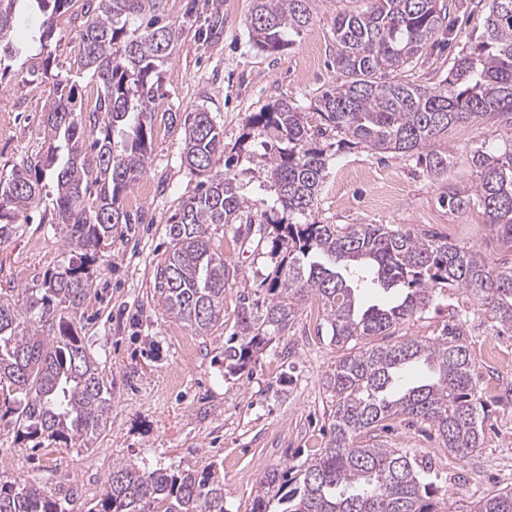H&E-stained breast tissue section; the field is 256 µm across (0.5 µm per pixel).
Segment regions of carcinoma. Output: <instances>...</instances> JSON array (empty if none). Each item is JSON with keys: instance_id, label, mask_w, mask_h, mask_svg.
I'll list each match as a JSON object with an SVG mask.
<instances>
[{"instance_id": "obj_1", "label": "carcinoma", "mask_w": 512, "mask_h": 512, "mask_svg": "<svg viewBox=\"0 0 512 512\" xmlns=\"http://www.w3.org/2000/svg\"><path fill=\"white\" fill-rule=\"evenodd\" d=\"M0 0V84L19 54L11 39L17 3ZM44 16L41 49L57 19L75 0H30ZM315 0H255L249 40L266 54L284 51L314 19ZM456 0H371L364 10L334 17L336 85L319 92L306 113L286 99L249 115L231 150L259 154L257 198L243 193L224 161V129L200 108L184 122L182 163L203 177L199 192L170 218L171 250L155 281L165 312L205 336L224 318V291L232 273L212 251L211 224L258 235L276 265L262 280L264 297H238L236 326L224 344V367L242 372L270 342L288 331L295 306L321 302L330 341L338 347L366 340L331 365L330 435L298 465L265 470L251 512H446L445 497L409 452L358 439L390 418L426 424L442 447L466 457L480 447L470 355L461 338L370 342L390 336L422 312L439 288L460 289L481 302L501 326L512 328V268L484 255L389 224H319L318 204L331 150L361 148L403 153L428 172H448L440 141L451 127L494 118L512 127V0H471L481 31L448 62L444 85L403 82L397 75L450 30ZM181 37L166 20L165 0H86L81 65L99 90L83 117L70 80L52 53L32 64L21 82L50 86L45 104L48 146L39 159L0 177V246L41 200L46 171L56 178L52 214L79 258L44 272L19 299L0 296V388L16 415L18 440L66 447L84 445L103 426L111 406L96 360L73 330L93 281L89 263L130 223L123 199L145 171L157 107L153 88ZM470 160L478 182L448 189V209L481 210L502 245L512 249V144L475 146ZM377 286L391 300L360 305V291ZM422 365L427 378L411 380ZM0 512H224V474L215 464L199 470L116 463L101 497L89 508L74 495L36 485L0 482ZM473 512H512V488L498 490Z\"/></svg>"}]
</instances>
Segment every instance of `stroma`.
Here are the masks:
<instances>
[{"instance_id":"obj_1","label":"stroma","mask_w":512,"mask_h":512,"mask_svg":"<svg viewBox=\"0 0 512 512\" xmlns=\"http://www.w3.org/2000/svg\"><path fill=\"white\" fill-rule=\"evenodd\" d=\"M367 0H317L310 26L283 52H258L248 39L254 0H224L223 24L211 34V0H166V14L182 29L172 60L163 67L157 109L179 121L156 120L141 183L151 193L102 245L91 265L93 288L75 327L85 337L98 371L111 392L104 428L87 449L60 445L21 447L12 415L0 411V480L39 484L74 493L78 502L99 499L114 463L146 467L200 468L215 463L224 473L226 512H250L260 474L281 462H303L323 447L332 407L325 377L339 355L327 334L321 304L299 306L285 336L258 356L249 371L224 370V342L235 329L237 297L259 289L274 266L266 246L235 236L231 227H208L210 243L236 277L224 293V319L208 335L167 315L154 288V274L170 250L168 219L194 196L199 177L181 163L183 125L196 108L211 112L233 145L253 112L279 98L308 108L313 96L334 85L337 12ZM75 13L57 23L50 49L76 85L83 107H91L97 82L80 69ZM47 87L11 84L0 88V176H10L26 159L42 155L43 105ZM512 142V129L493 122L453 127L443 144L451 156L448 180L428 176L416 158L350 150L330 160L313 218L323 224H389L448 239L512 267V250L502 247L482 213L458 214L441 200L449 186L471 187L474 145ZM397 185L391 206L369 199L379 182ZM73 251L55 231L52 210L32 207L13 239L0 246V295L18 297L50 269L68 263ZM463 333L482 420L481 446L461 458L419 427L395 424L380 438L408 448L436 477L448 512H470L493 491L512 487V330L501 327L474 297L436 290L426 310L397 326L393 338L437 337L446 328Z\"/></svg>"}]
</instances>
